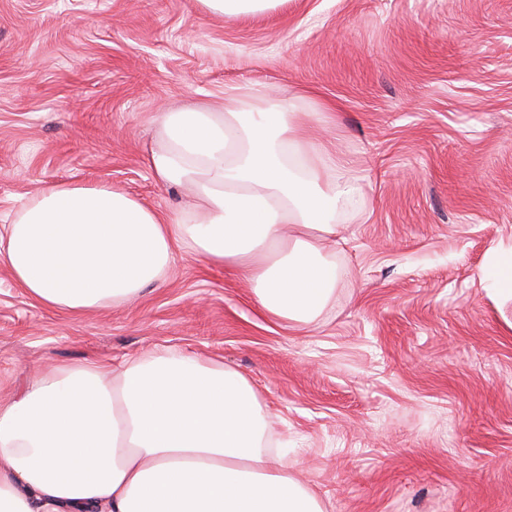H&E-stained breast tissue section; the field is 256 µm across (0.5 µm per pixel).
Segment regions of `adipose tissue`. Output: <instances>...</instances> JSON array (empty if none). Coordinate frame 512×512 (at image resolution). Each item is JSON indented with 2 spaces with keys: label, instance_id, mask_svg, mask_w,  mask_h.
Listing matches in <instances>:
<instances>
[{
  "label": "adipose tissue",
  "instance_id": "obj_1",
  "mask_svg": "<svg viewBox=\"0 0 512 512\" xmlns=\"http://www.w3.org/2000/svg\"><path fill=\"white\" fill-rule=\"evenodd\" d=\"M235 21L286 0H200ZM238 110L160 111L145 155L191 202L168 212L107 184L46 186L0 226V265L43 306L109 308L184 249L243 273L270 317L310 324L336 288L327 244L357 188L295 99L238 90ZM257 391L178 352L49 365L0 398V512H327L267 449Z\"/></svg>",
  "mask_w": 512,
  "mask_h": 512
}]
</instances>
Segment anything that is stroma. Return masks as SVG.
Segmentation results:
<instances>
[{
    "label": "stroma",
    "mask_w": 512,
    "mask_h": 512,
    "mask_svg": "<svg viewBox=\"0 0 512 512\" xmlns=\"http://www.w3.org/2000/svg\"><path fill=\"white\" fill-rule=\"evenodd\" d=\"M311 94L359 193L336 291L301 326L180 250L129 303L74 314L0 266V394L46 362L168 350L247 377L271 451L330 512H512V0H289L228 22L200 0H0V217L54 183L185 201L144 163L163 108L232 87ZM483 278L501 295L512 296V249L497 253L484 270Z\"/></svg>",
    "instance_id": "stroma-1"
}]
</instances>
